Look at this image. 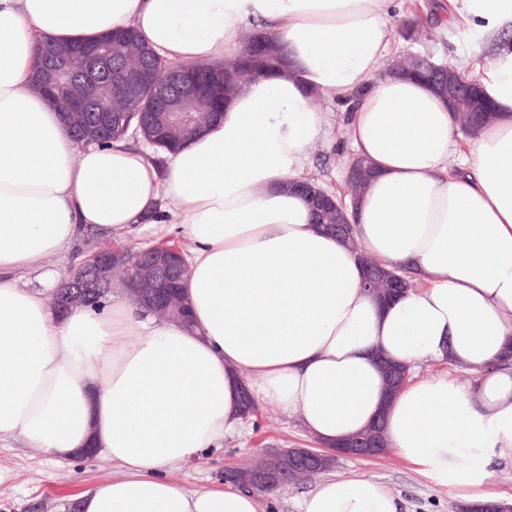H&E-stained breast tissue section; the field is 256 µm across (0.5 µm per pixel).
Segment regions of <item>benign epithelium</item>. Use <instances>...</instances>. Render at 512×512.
Here are the masks:
<instances>
[{
    "label": "benign epithelium",
    "mask_w": 512,
    "mask_h": 512,
    "mask_svg": "<svg viewBox=\"0 0 512 512\" xmlns=\"http://www.w3.org/2000/svg\"><path fill=\"white\" fill-rule=\"evenodd\" d=\"M145 71L138 67L124 66L112 68V46L103 45L83 50L50 48L46 51L41 70L36 75L39 85L61 83L65 86L63 112L66 114L68 130L79 133L88 142H100L104 136L98 125H90L82 120V112L91 103L103 107L105 112L119 111L122 98L136 91L144 81ZM198 101L196 89L175 79L156 86L153 98L154 108L165 113H190ZM370 169L358 162L348 169L346 176L350 198L354 185L366 181ZM303 191L310 197L314 207L335 209L339 220L326 225V229L342 236L353 231L354 223L348 216L344 204L334 201L327 191L305 186ZM123 254L106 249L98 251L89 265L71 273L53 291V299L63 309L69 310L86 305L91 292L99 291L112 284V276ZM188 270V263L182 252L164 250L150 246L141 252L135 266V273L128 282L127 296L143 309L159 310L169 315H182L186 302L181 295L171 292L169 285L173 278L181 277ZM385 282L388 294L403 291L406 283L388 270L367 266L363 281L371 293H378V281ZM389 395H394L400 384L408 379V372L402 367L382 365ZM241 416L249 419L259 414L257 400L246 385L239 392ZM381 456L377 437L361 435L347 438L333 448H289L267 450L258 459L257 467L262 469L264 481L258 484L263 488L275 484L294 467L316 471L337 457L376 458Z\"/></svg>",
    "instance_id": "obj_1"
}]
</instances>
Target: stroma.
Wrapping results in <instances>:
<instances>
[{
	"instance_id": "stroma-1",
	"label": "stroma",
	"mask_w": 512,
	"mask_h": 512,
	"mask_svg": "<svg viewBox=\"0 0 512 512\" xmlns=\"http://www.w3.org/2000/svg\"><path fill=\"white\" fill-rule=\"evenodd\" d=\"M430 27L432 32L428 35L414 39L397 37L392 56L422 54L480 76L487 58L478 36L468 25L434 21ZM314 109L327 135L309 155L306 173L316 178L322 189L345 196V164L354 154L346 137L350 115L332 99H320ZM165 240L188 247L179 218L169 217L161 228L140 224L111 237L85 230L64 254L47 259L45 266L65 276L101 247H138ZM260 409L258 416L244 422L240 434L225 439L223 446L211 449L198 463L169 469V477L191 488L220 485L225 470L254 460L263 449L312 446L311 437L300 424L299 413L287 414L265 403ZM121 474L119 467L101 456L59 459L26 446L21 438L4 439L0 441V512H73L81 493L101 480ZM328 474L382 484L398 498L400 512H459L460 504L453 494L436 487L393 451L374 459L337 458Z\"/></svg>"
}]
</instances>
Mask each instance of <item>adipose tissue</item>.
I'll return each mask as SVG.
<instances>
[{
    "label": "adipose tissue",
    "mask_w": 512,
    "mask_h": 512,
    "mask_svg": "<svg viewBox=\"0 0 512 512\" xmlns=\"http://www.w3.org/2000/svg\"><path fill=\"white\" fill-rule=\"evenodd\" d=\"M457 2L494 55L480 80L494 117L455 171L447 101L382 73L395 0H0V437L60 458L93 444L118 463L122 476L80 495L81 512H267L261 492L166 475L236 432L246 378L319 445L381 417L390 447L436 486L469 506L496 500L492 462L512 458V43L497 33L512 0ZM125 28L188 67L235 56L259 29L283 63L164 163L124 140L75 151L31 84L40 48ZM315 94L355 102L347 136L377 171L353 211L361 252L414 281L388 304L295 189L325 133ZM163 199L191 243L194 331L124 302L63 317L18 285L28 270L59 283L44 262L80 229L121 232ZM377 351L474 380L410 381L387 405ZM298 510L399 503L379 483L331 478Z\"/></svg>",
    "instance_id": "ef3b65f1"
}]
</instances>
